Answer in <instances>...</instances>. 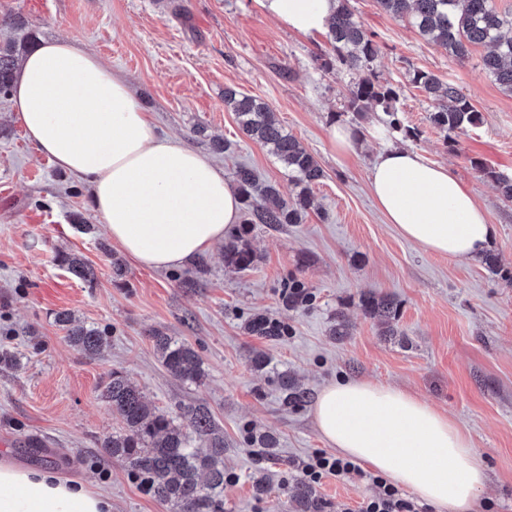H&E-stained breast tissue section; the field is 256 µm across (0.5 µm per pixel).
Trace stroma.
<instances>
[{
	"instance_id": "1",
	"label": "stroma",
	"mask_w": 512,
	"mask_h": 512,
	"mask_svg": "<svg viewBox=\"0 0 512 512\" xmlns=\"http://www.w3.org/2000/svg\"><path fill=\"white\" fill-rule=\"evenodd\" d=\"M351 6L381 47L375 68L399 92L405 124L417 139L377 134L378 115L355 118L346 110L351 83L342 70L324 71L314 56L324 33L302 35L265 14L259 0H0V46L17 56L44 38H64L93 51L136 86L155 126L177 137L224 170H254L260 182L291 197L287 170L259 143L244 137L234 113L224 108V90L259 97L320 162L326 176L314 186L318 204L303 223L258 225L249 238L255 260L249 270L224 266V248L194 263L154 270L120 247L99 248L107 233L93 208L85 181L63 174L37 155L0 98V350H10L19 368L0 365V462L63 475H83L112 498V512H170L118 460L104 459L101 440L120 431L101 397L102 384L120 371L150 401L170 413L184 404L206 405L224 430V470L235 482L224 486V512H282L313 452L327 450L313 423V405L282 404L281 373L310 394L340 378L393 386L446 413L469 436L489 481L473 512H512V288L490 274L484 260L451 259L425 252L387 224L369 189V169L389 148L416 151L427 162L450 166L485 209L495 236L489 249L502 269L512 270V204L473 162L512 176V98L482 69L484 48H473L465 64L423 40L405 22L379 11L375 0ZM433 72L455 84L480 112V125L448 148L427 120L429 103L410 84L409 71ZM358 134L354 152L340 154L332 127ZM228 144L215 151L214 140ZM92 232H84V225ZM62 252L80 255L98 275L87 287L58 265ZM121 263L123 276L112 273ZM196 277L193 288L182 287ZM298 277L315 301L291 309L284 286ZM367 292L394 296L398 337L380 335L365 315ZM68 311L76 323L105 330L107 346L90 358L71 346L54 321ZM344 311L349 336L329 334L330 319ZM266 313L288 328L267 341L247 335L241 324ZM190 343L206 376L187 383L170 376L149 339L153 329ZM269 364L254 371L250 360ZM279 439L275 459L250 443L254 432ZM42 451L31 454L29 440ZM268 475L269 490L255 496L252 476ZM316 491L325 512H353L371 490L358 480L323 479Z\"/></svg>"
}]
</instances>
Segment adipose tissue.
Returning <instances> with one entry per match:
<instances>
[{
	"label": "adipose tissue",
	"instance_id": "1",
	"mask_svg": "<svg viewBox=\"0 0 512 512\" xmlns=\"http://www.w3.org/2000/svg\"><path fill=\"white\" fill-rule=\"evenodd\" d=\"M297 33L326 31L336 0H260ZM12 109L34 151L87 181L112 240L144 267H176L223 241L241 202L222 168L160 135L134 88L95 53L65 39L21 61ZM387 223L425 251L474 259L495 229L446 166L390 148L369 171ZM320 436L341 454L410 491L434 512H471L488 475L471 440L447 415L400 389L366 380L322 388L313 408ZM0 512H112L86 482L0 463Z\"/></svg>",
	"mask_w": 512,
	"mask_h": 512
}]
</instances>
